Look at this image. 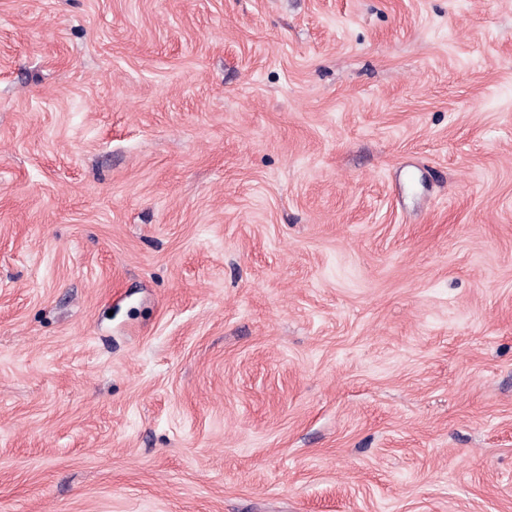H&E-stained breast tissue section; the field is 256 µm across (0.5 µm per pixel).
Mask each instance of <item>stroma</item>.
I'll list each match as a JSON object with an SVG mask.
<instances>
[{"mask_svg": "<svg viewBox=\"0 0 512 512\" xmlns=\"http://www.w3.org/2000/svg\"><path fill=\"white\" fill-rule=\"evenodd\" d=\"M0 512H512V0H0Z\"/></svg>", "mask_w": 512, "mask_h": 512, "instance_id": "35a3bbf8", "label": "stroma"}]
</instances>
